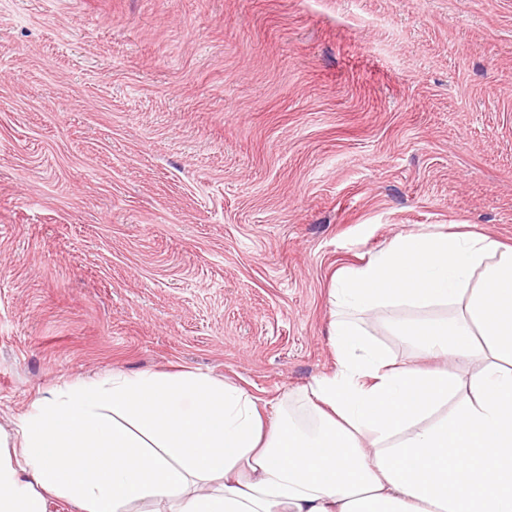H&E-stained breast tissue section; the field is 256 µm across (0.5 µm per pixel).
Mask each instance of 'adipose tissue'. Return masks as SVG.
I'll return each mask as SVG.
<instances>
[{"label": "adipose tissue", "mask_w": 512, "mask_h": 512, "mask_svg": "<svg viewBox=\"0 0 512 512\" xmlns=\"http://www.w3.org/2000/svg\"><path fill=\"white\" fill-rule=\"evenodd\" d=\"M333 371L302 427L245 389L182 372L68 384L0 433V512H512V248L482 234L397 236L331 290ZM468 377L397 363L363 314Z\"/></svg>", "instance_id": "obj_1"}]
</instances>
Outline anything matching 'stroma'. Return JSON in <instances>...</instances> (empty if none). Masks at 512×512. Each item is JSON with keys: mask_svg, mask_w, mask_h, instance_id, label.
<instances>
[{"mask_svg": "<svg viewBox=\"0 0 512 512\" xmlns=\"http://www.w3.org/2000/svg\"><path fill=\"white\" fill-rule=\"evenodd\" d=\"M463 229L512 246V0H0L1 431L138 372L311 424L333 277Z\"/></svg>", "mask_w": 512, "mask_h": 512, "instance_id": "1", "label": "stroma"}]
</instances>
